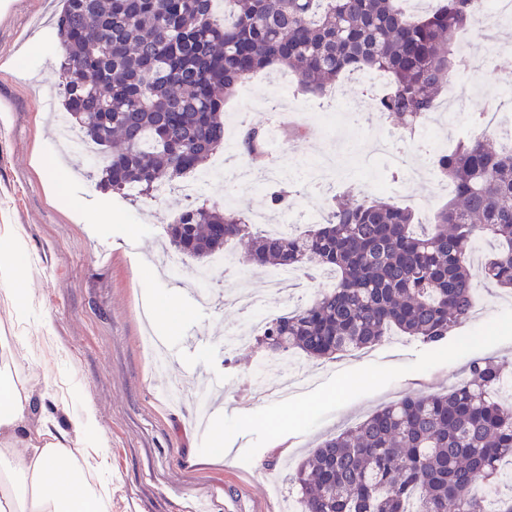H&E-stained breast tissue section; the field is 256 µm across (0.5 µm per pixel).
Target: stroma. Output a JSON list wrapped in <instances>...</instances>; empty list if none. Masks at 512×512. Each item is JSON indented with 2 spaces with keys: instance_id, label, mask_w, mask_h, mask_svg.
Segmentation results:
<instances>
[{
  "instance_id": "stroma-1",
  "label": "stroma",
  "mask_w": 512,
  "mask_h": 512,
  "mask_svg": "<svg viewBox=\"0 0 512 512\" xmlns=\"http://www.w3.org/2000/svg\"><path fill=\"white\" fill-rule=\"evenodd\" d=\"M59 0H11L0 10V225H13L28 249L24 280L27 319L15 324L23 376L46 390L59 417H92L96 432L83 451L90 480L106 492L109 512H282L294 468L311 448L408 392L441 393L465 378L477 359L512 361V291L478 285L475 316L440 348L392 336L380 345L334 359L294 351L303 389L285 398L255 400L251 391L276 374L279 354L250 342L238 349L227 334L244 327L249 312L226 303L239 280L265 291V269L242 262L217 272L206 302L185 283L189 273L145 276L165 231L184 208L172 195L135 203L88 180L80 160H60L52 117L42 98L60 103L57 70L42 60L61 58L49 21ZM512 44V24L472 25L456 55L483 61L491 45ZM512 79V52L491 69L456 75L471 93L462 124L486 110V98ZM338 144L359 190L375 197L390 172L369 161L372 137L345 113L336 140L309 125L302 143L281 142L287 158L297 146L313 152ZM443 185L427 180L402 188L399 205L419 220L448 202ZM176 298L188 312L169 334L178 350L167 373H155L142 337V310L151 297ZM224 379V461L212 460L183 409L169 406L168 388L189 385L194 367Z\"/></svg>"
}]
</instances>
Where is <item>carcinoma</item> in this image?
Returning a JSON list of instances; mask_svg holds the SVG:
<instances>
[{"mask_svg": "<svg viewBox=\"0 0 512 512\" xmlns=\"http://www.w3.org/2000/svg\"><path fill=\"white\" fill-rule=\"evenodd\" d=\"M475 7L438 0L412 17L397 0H224L219 17L214 0H62L54 30L62 104L106 151L92 179L149 196L224 148L225 100L272 65L314 96L349 74L384 71L389 86L374 109L411 131L461 70L454 39ZM240 153L252 164L265 158V130L248 129ZM433 167L453 197L419 233L411 208L351 188L317 228L288 237L194 202L168 225L167 245L201 264L246 237L251 264L337 272L332 289L266 322L260 341L281 353L332 359L381 343L391 329L437 345L474 309L469 253L478 238L499 243L484 277L512 288V148L466 138ZM268 203L287 209L288 191L272 190ZM505 378V361H475L448 391L406 394L325 440L295 468L301 512H512V495L490 511L473 493L512 456V399L492 396Z\"/></svg>", "mask_w": 512, "mask_h": 512, "instance_id": "carcinoma-1", "label": "carcinoma"}]
</instances>
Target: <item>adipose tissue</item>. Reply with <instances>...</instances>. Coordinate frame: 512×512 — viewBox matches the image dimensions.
Listing matches in <instances>:
<instances>
[{"mask_svg": "<svg viewBox=\"0 0 512 512\" xmlns=\"http://www.w3.org/2000/svg\"><path fill=\"white\" fill-rule=\"evenodd\" d=\"M0 238L11 243L0 251V307L20 320L28 304L26 247L11 229L0 230ZM18 342L0 333V512H106L103 491L80 462L94 420H76L72 432L61 430L55 410L18 373L9 354Z\"/></svg>", "mask_w": 512, "mask_h": 512, "instance_id": "adipose-tissue-1", "label": "adipose tissue"}]
</instances>
